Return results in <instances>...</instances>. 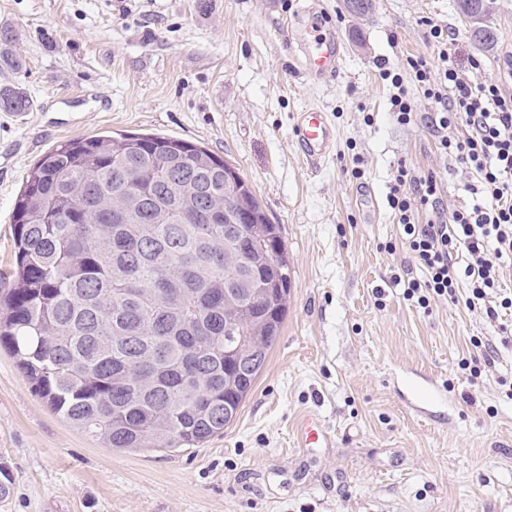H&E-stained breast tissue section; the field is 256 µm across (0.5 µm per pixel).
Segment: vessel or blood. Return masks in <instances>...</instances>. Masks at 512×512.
<instances>
[{"instance_id": "1", "label": "vessel or blood", "mask_w": 512, "mask_h": 512, "mask_svg": "<svg viewBox=\"0 0 512 512\" xmlns=\"http://www.w3.org/2000/svg\"><path fill=\"white\" fill-rule=\"evenodd\" d=\"M296 41L298 62L310 79L322 80L338 71L345 57V43L340 33L327 28L320 16L308 14L300 20ZM294 136L300 155L311 168H319L336 143V130L325 112L309 108L299 112L294 123ZM299 437L302 446L329 443L316 418L309 417L300 424Z\"/></svg>"}]
</instances>
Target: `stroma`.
<instances>
[{
    "mask_svg": "<svg viewBox=\"0 0 512 512\" xmlns=\"http://www.w3.org/2000/svg\"><path fill=\"white\" fill-rule=\"evenodd\" d=\"M487 2L495 39L480 45L456 0H375L363 17L344 0H0V86L31 101L0 112V269L13 264L14 205L39 157L128 131L199 143L236 167L281 226L291 275L252 392L195 448L101 447L0 347V468L13 483L0 512H512V400L499 384L512 379V343L480 311L404 299L394 271L422 272L385 200L404 164L436 176L446 214L470 206L473 175L441 153L431 103L411 88L416 116L399 124L379 65L433 58L429 19L456 33L466 77L512 91V0ZM312 7L346 45L319 82L288 40ZM309 107L336 130L315 171L293 136ZM474 336L498 349L475 378L459 366ZM309 414L329 447L298 446Z\"/></svg>",
    "mask_w": 512,
    "mask_h": 512,
    "instance_id": "35a3bbf8",
    "label": "stroma"
}]
</instances>
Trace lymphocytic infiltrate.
Listing matches in <instances>:
<instances>
[{"label":"lymphocytic infiltrate","mask_w":512,"mask_h":512,"mask_svg":"<svg viewBox=\"0 0 512 512\" xmlns=\"http://www.w3.org/2000/svg\"><path fill=\"white\" fill-rule=\"evenodd\" d=\"M427 36L437 50L436 61L407 59L402 72L383 69L389 101L398 123H410L414 102L409 83H416L435 106L432 124L440 133L444 154L475 173L466 190L473 203L445 217L436 177L398 167L386 195L387 206L401 230V244L423 272L422 278L394 275L406 300L428 309L431 299L455 298L467 284L465 308L497 320L512 312V93L497 84L464 78L449 59L455 44L447 28L427 22ZM456 138H448L449 128ZM427 221H420L421 212Z\"/></svg>","instance_id":"obj_1"}]
</instances>
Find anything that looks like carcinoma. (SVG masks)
Here are the masks:
<instances>
[{
    "label": "carcinoma",
    "mask_w": 512,
    "mask_h": 512,
    "mask_svg": "<svg viewBox=\"0 0 512 512\" xmlns=\"http://www.w3.org/2000/svg\"><path fill=\"white\" fill-rule=\"evenodd\" d=\"M493 39L486 0H457ZM29 98L0 87V111ZM244 217V230L218 211ZM0 272V346L57 415L119 451L194 448L238 415L276 342L288 254L248 182L206 147L154 133L64 142L30 169ZM249 261L224 268L227 247ZM260 331L250 369L224 370L240 331Z\"/></svg>",
    "instance_id": "carcinoma-1"
}]
</instances>
